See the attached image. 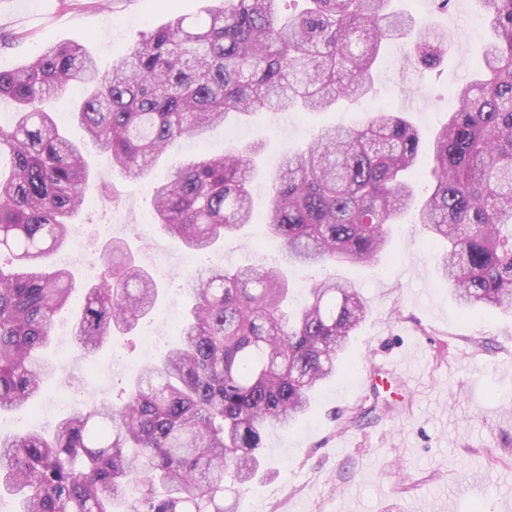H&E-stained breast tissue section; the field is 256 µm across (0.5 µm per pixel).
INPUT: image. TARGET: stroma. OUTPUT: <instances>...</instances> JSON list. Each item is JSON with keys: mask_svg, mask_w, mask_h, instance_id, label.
I'll return each mask as SVG.
<instances>
[{"mask_svg": "<svg viewBox=\"0 0 512 512\" xmlns=\"http://www.w3.org/2000/svg\"><path fill=\"white\" fill-rule=\"evenodd\" d=\"M202 0H0V70L34 60L46 47L84 44L101 68L111 67L143 33L176 15L194 16ZM429 23L448 32V48L433 68L408 60L409 40L390 43L373 73L375 100L388 111L410 113L420 129L417 165L432 166L434 133L448 110V79L473 76L492 32L480 0H455L450 12H428ZM368 102H342L324 112H292L275 123L261 114L246 123L212 130L204 144L180 143L159 159L156 169L178 166L198 152L223 155L233 145L262 146L253 182L254 222L225 238L196 263L213 266L269 264L279 247L265 237L268 182L283 154L311 141L325 126H346L351 115L369 119ZM90 169L108 189L91 183L77 221L81 243L68 268L76 288L57 323L73 325L83 287L107 238L126 240L143 266L155 254L176 267L162 280L159 314L133 332L107 340L96 355L95 375H86V357L58 342L42 351L56 365L39 416L26 411L0 414V434L38 427L51 430L67 412L62 401L84 386L85 405L121 401L137 369L153 361V335L171 339L166 316L181 318L191 306L183 289L187 251L159 231L142 234L150 223L152 182L113 170L110 158L91 150ZM439 247L430 245L411 216L393 225L385 259L372 265L338 266L336 276L355 283L367 315L351 341L353 366L321 384L311 412L299 423L264 436V465L254 482L227 494L235 512H512V314L494 308L460 309L439 267ZM392 360L410 380L379 394L360 391L368 360Z\"/></svg>", "mask_w": 512, "mask_h": 512, "instance_id": "obj_1", "label": "stroma"}]
</instances>
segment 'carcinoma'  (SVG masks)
Here are the masks:
<instances>
[{"instance_id":"cac0c4a2","label":"carcinoma","mask_w":512,"mask_h":512,"mask_svg":"<svg viewBox=\"0 0 512 512\" xmlns=\"http://www.w3.org/2000/svg\"><path fill=\"white\" fill-rule=\"evenodd\" d=\"M218 2L143 34L106 71L77 43L0 71V98L17 105L11 126H0V413L32 408L45 392L54 367L36 353L73 289L68 269L44 266L74 236L89 182L85 143L55 119L59 96L84 89L72 116L113 168L136 178L230 117L368 97L385 45L416 27L410 56L428 68L448 42L392 0H304L288 18L279 0ZM483 2L494 35L474 77L452 86L428 196L416 199L420 133L400 112L323 129L285 155L265 221L284 265L196 269L178 341L139 371L126 399L78 407L48 436L0 437V496L16 512H225L227 475L255 478L266 431L306 416L315 387L351 368L366 314L355 284L329 273L289 310L287 271L371 264L407 212L445 245L439 266L462 308L512 312V0ZM260 150L200 154L154 177L153 223L197 254L239 233L253 220ZM98 264L75 324L86 357L136 329L160 294L121 240Z\"/></svg>"}]
</instances>
